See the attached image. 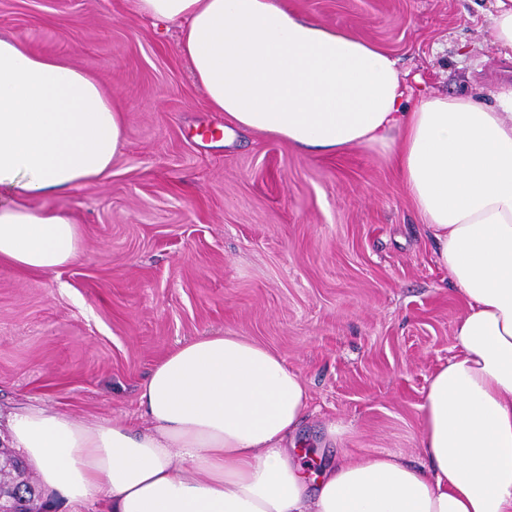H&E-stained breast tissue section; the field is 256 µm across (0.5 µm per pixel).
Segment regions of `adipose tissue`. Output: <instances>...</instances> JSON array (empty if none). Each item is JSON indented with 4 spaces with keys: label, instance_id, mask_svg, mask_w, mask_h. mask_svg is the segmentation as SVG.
Listing matches in <instances>:
<instances>
[{
    "label": "adipose tissue",
    "instance_id": "1",
    "mask_svg": "<svg viewBox=\"0 0 512 512\" xmlns=\"http://www.w3.org/2000/svg\"><path fill=\"white\" fill-rule=\"evenodd\" d=\"M181 25L179 49L214 111L307 152L380 146L466 305L429 379L420 463L343 451L308 477L296 456L304 379L265 346L179 343L140 389L149 422L11 414L41 487L70 512H512V86L408 105L392 55L280 0H133ZM124 140L122 110L69 61L0 36V262L51 272L78 255L68 212L33 199L97 181Z\"/></svg>",
    "mask_w": 512,
    "mask_h": 512
}]
</instances>
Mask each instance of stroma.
<instances>
[{
  "instance_id": "obj_1",
  "label": "stroma",
  "mask_w": 512,
  "mask_h": 512,
  "mask_svg": "<svg viewBox=\"0 0 512 512\" xmlns=\"http://www.w3.org/2000/svg\"><path fill=\"white\" fill-rule=\"evenodd\" d=\"M283 3L389 51L413 92L492 106L512 83L495 0ZM0 36L69 59L124 113L107 174L47 201L79 224L77 260L0 263V410L147 425L139 393L155 364L224 332L303 376L300 434L317 462L338 450L419 461L423 392L464 306L383 149L318 156L240 133L192 79L179 25L132 0H0Z\"/></svg>"
}]
</instances>
